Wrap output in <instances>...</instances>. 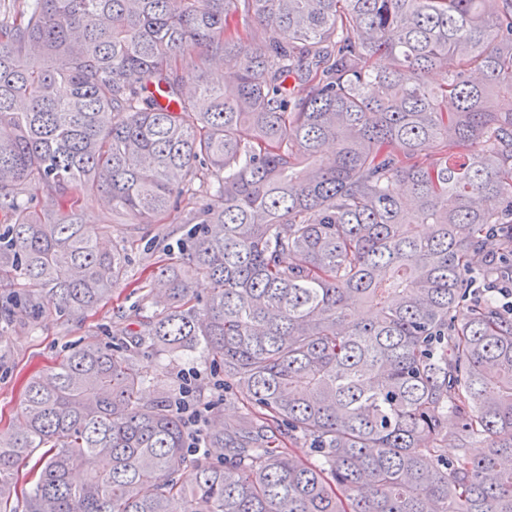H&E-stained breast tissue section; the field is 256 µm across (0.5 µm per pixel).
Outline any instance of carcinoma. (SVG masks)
Listing matches in <instances>:
<instances>
[{
	"mask_svg": "<svg viewBox=\"0 0 512 512\" xmlns=\"http://www.w3.org/2000/svg\"><path fill=\"white\" fill-rule=\"evenodd\" d=\"M83 183L129 224L188 191L222 206L160 260L166 310L29 383L0 504L43 448L25 512H512V312L478 288L505 273L488 239L512 254V0H25L0 16V283L28 288L5 320L89 310L126 276L111 225L55 209ZM146 340L248 392L210 418L224 465L187 450Z\"/></svg>",
	"mask_w": 512,
	"mask_h": 512,
	"instance_id": "obj_1",
	"label": "carcinoma"
}]
</instances>
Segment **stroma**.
Masks as SVG:
<instances>
[{
	"instance_id": "stroma-1",
	"label": "stroma",
	"mask_w": 512,
	"mask_h": 512,
	"mask_svg": "<svg viewBox=\"0 0 512 512\" xmlns=\"http://www.w3.org/2000/svg\"><path fill=\"white\" fill-rule=\"evenodd\" d=\"M83 196L79 223L111 225L113 239L122 240L127 226L123 217L113 214L103 193L89 184L84 187ZM198 204V199L183 197L179 208L157 223L139 225L137 242L128 251L126 279L119 281L111 298L97 308L65 315L47 308L21 320L0 321V434L18 431L28 381L54 366L68 347L125 343V331L133 322L166 306L164 294L149 292L150 275L162 259L165 245L174 246L189 239L194 227L186 223L185 217ZM137 357L142 365L163 371L177 386L182 383V371L194 370L195 391L208 403L210 411L240 413L249 405L243 389L225 387L222 367L204 349L172 357L144 343L138 348Z\"/></svg>"
}]
</instances>
